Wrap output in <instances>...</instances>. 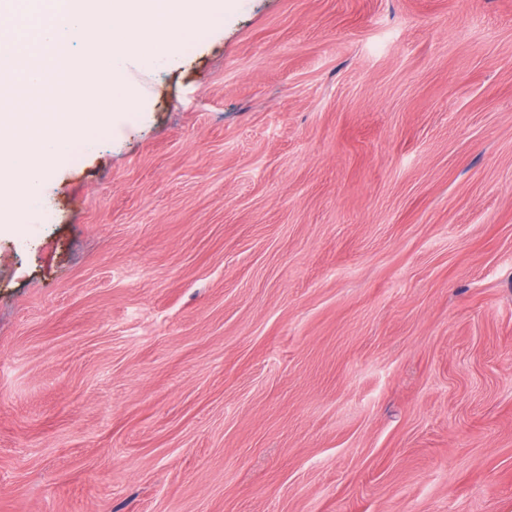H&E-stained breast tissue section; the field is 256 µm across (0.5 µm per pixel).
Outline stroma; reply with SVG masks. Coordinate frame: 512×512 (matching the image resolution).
<instances>
[{"label":"stroma","mask_w":512,"mask_h":512,"mask_svg":"<svg viewBox=\"0 0 512 512\" xmlns=\"http://www.w3.org/2000/svg\"><path fill=\"white\" fill-rule=\"evenodd\" d=\"M0 232V512H512V0H234Z\"/></svg>","instance_id":"35a3bbf8"}]
</instances>
